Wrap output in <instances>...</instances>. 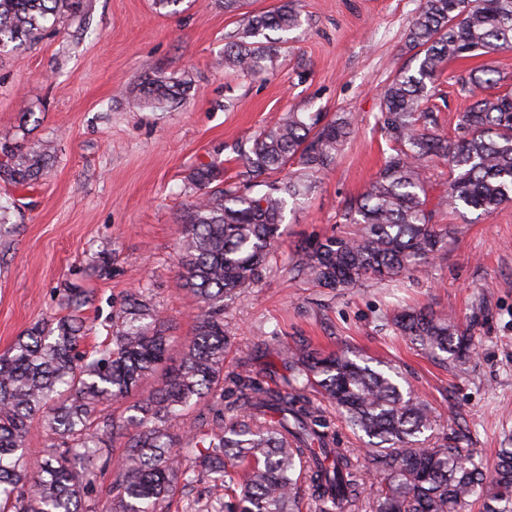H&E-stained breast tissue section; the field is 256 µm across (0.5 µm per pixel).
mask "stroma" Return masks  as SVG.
Here are the masks:
<instances>
[{
  "instance_id": "35a3bbf8",
  "label": "stroma",
  "mask_w": 512,
  "mask_h": 512,
  "mask_svg": "<svg viewBox=\"0 0 512 512\" xmlns=\"http://www.w3.org/2000/svg\"><path fill=\"white\" fill-rule=\"evenodd\" d=\"M419 3L298 0L300 27L258 76L225 66L237 23L214 0L164 9L156 0H86L80 17L39 42L0 49V144L53 146L34 187L0 181L11 203L0 224V355L34 325L65 315L69 291L88 299L85 349L108 341L126 295L141 288L176 335H190L198 304L175 281L192 173L212 163L236 181L239 148L281 114L344 112L356 124L335 166L286 212L258 283L224 309L235 334L224 370L279 378L301 345L347 348L393 366L441 425L467 433L477 459L511 448L512 202L481 217L448 210V168L433 162L428 208L433 223L453 229L444 256L336 292L291 271L301 245L345 231L346 201L366 191L389 153L375 125L379 93L410 58L406 35ZM480 65L512 77V51L448 63L432 99L446 132L469 105L458 75ZM157 75L186 79L188 95L162 111L145 106L138 89ZM399 302L467 325L472 356L452 367L432 361L393 331Z\"/></svg>"
}]
</instances>
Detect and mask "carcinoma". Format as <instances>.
<instances>
[{
  "label": "carcinoma",
  "instance_id": "1",
  "mask_svg": "<svg viewBox=\"0 0 512 512\" xmlns=\"http://www.w3.org/2000/svg\"><path fill=\"white\" fill-rule=\"evenodd\" d=\"M83 9L84 0H0V47L34 44ZM299 25L295 0L243 14L224 46L225 63L251 75L271 69V44L286 41ZM407 40L411 59L380 92L377 127L390 153L343 212L355 229L301 247L292 266L321 287L393 278L447 249L449 230L430 223L427 209L429 158L448 166L451 210L487 213L512 201V87L500 71L484 67L457 78L473 104L460 114L452 141L427 106L448 62L512 48V0H421ZM186 91L185 80L166 76L139 89L155 108ZM352 129L346 114L329 119L289 111L241 151L243 186L219 187L223 171L213 165L193 172L197 196L182 220L176 281L200 303L191 335H173L138 291L125 299L111 341L82 353L86 326L78 312L86 300L72 294L70 315L32 327L0 355V512H87L85 494L102 459L98 447L122 431L126 450L101 512H164L177 487L200 474L211 482V512H301L300 481L318 512H363L369 476L379 484L375 512H461L473 496L482 512H512V448L499 449L484 467L455 429L430 442L432 406L403 391L391 368L377 369L346 352L321 357L301 350L289 353L291 372L280 383L250 370L224 374L233 340L224 306L259 280L288 205L307 196L333 166ZM0 150V180L30 187L50 146ZM286 169L288 178L270 180ZM393 324L449 363L472 345L470 330L445 315L401 308ZM175 343L179 364L132 405L126 424L101 415L163 365ZM314 388L365 438V463L341 447L328 412L311 397ZM200 404L204 416L190 424L183 448L170 429ZM37 420L58 452L33 472L22 459Z\"/></svg>",
  "mask_w": 512,
  "mask_h": 512
}]
</instances>
